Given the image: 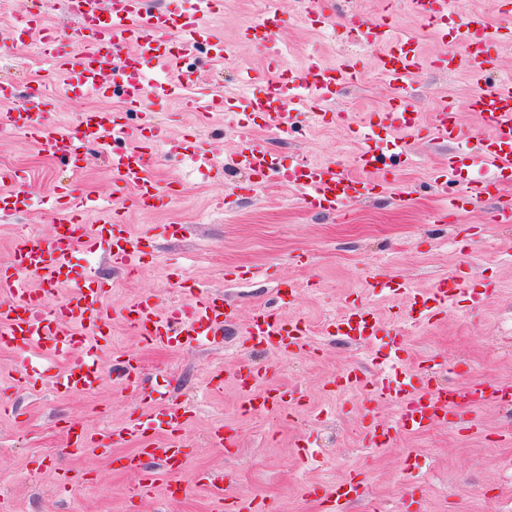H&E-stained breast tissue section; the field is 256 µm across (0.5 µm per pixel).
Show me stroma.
Instances as JSON below:
<instances>
[{
	"label": "stroma",
	"mask_w": 512,
	"mask_h": 512,
	"mask_svg": "<svg viewBox=\"0 0 512 512\" xmlns=\"http://www.w3.org/2000/svg\"><path fill=\"white\" fill-rule=\"evenodd\" d=\"M271 4L282 19L276 45L245 40V29ZM361 6L362 16H390L395 32L411 38L426 58L407 93L417 112L430 116L445 99L464 132L489 133L487 122L470 105L477 90L472 77L435 67L443 45L428 23L412 13L408 0H362ZM322 7L332 23L315 29L304 21L299 0H224L206 18L215 34L212 43L200 45L182 62L183 69L193 72L194 83L183 86L175 73L167 81L147 84V97L158 103L164 131L149 175L176 193L155 211L140 210L134 190L124 193V223L137 231L154 228L151 254L137 273L113 272L102 260L80 253L72 259L76 279L90 270L96 273L114 313L112 347L101 362L103 384L97 391L61 395L28 388L18 369L37 362V354L29 348L0 347V512H217L211 493L192 483L204 469L224 470L232 480L230 493H250L272 505V512H317L302 497L304 486L330 487L355 475L366 480L368 495L350 512H512V408L468 410L463 417L472 431L438 425L422 433L394 434L389 447L373 450L363 443V427L373 420H393L395 405L368 398L356 386L341 391L335 386L338 372L350 365L408 382L432 373L446 386L512 381V223L492 219L499 201L512 195V185H502L476 208H448L449 194L465 192L479 170L452 176L447 192L434 188L435 172L447 164L453 144L406 136L391 110L394 87L378 72L373 49L349 36L354 24L349 0H322ZM32 8L42 11L43 26L30 27L20 16L12 17L19 36L14 45L0 48V78H13L22 92L32 86L43 90L52 119L60 123L73 126L85 113L106 108L123 112L126 125H138L139 115L124 112L119 95L100 99L65 89V76L42 62L40 47L50 28L61 32L65 52H83L77 24L66 13L64 0L44 5L34 0ZM314 62L332 68L355 64L357 77L334 104H321L302 117L288 139L276 137L260 118L237 112L238 101L259 90L242 80V72L261 74L272 66L300 71ZM191 98L209 102L207 116L195 115L187 104ZM244 121L283 168L303 157L353 170L360 129L387 155L395 140L408 138L410 160L382 176L411 192L413 203L401 208L382 194L354 202L330 218L305 209L287 185L272 180L253 186L245 173L230 166L211 169L183 148L189 142L226 159L237 142L232 129ZM1 169L27 175L34 205L19 213L0 208V264L10 262L15 238L30 236L44 243L53 236L55 226L45 207L59 185L73 184L80 198L112 190L103 158L65 166L39 154L18 130L0 134ZM440 209L446 210L447 222L432 223V213ZM250 267L257 268V277H246ZM458 274L466 276L474 291L485 293L482 306L473 307L467 296L458 295L439 319L417 320L410 296ZM389 276L401 283L399 293L371 290V278ZM288 281L295 283L297 293L281 312L309 324L316 344L309 355L263 353L244 336L253 309L271 302L278 284ZM197 288L228 291L238 304L221 343L147 347L121 316L145 295L159 312H167L189 302ZM362 303L383 320L376 338L355 345L328 335L329 322L345 306ZM122 354L136 356L149 381L165 394L152 409L154 423H162L169 401L192 415L183 474L189 483L186 494L172 498L161 486L152 499L135 496L137 476L122 467L134 447L75 455L65 444L64 423L117 430L143 410L140 392L112 378V359ZM264 362L273 366L271 385L303 386V405L246 415L235 381L228 377L217 390L209 384L214 370L230 374ZM220 423L236 433L235 447L211 443L210 430ZM301 439L313 443L314 459L304 462L295 455ZM407 466L412 469L408 476L403 473ZM64 474L79 483L74 495L58 490Z\"/></svg>",
	"instance_id": "stroma-1"
}]
</instances>
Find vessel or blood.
<instances>
[{"label": "vessel or blood", "instance_id": "vessel-or-blood-1", "mask_svg": "<svg viewBox=\"0 0 512 512\" xmlns=\"http://www.w3.org/2000/svg\"><path fill=\"white\" fill-rule=\"evenodd\" d=\"M411 3L440 37L449 36L448 18L459 10L458 0H411ZM221 6L222 0H205V15L189 16L167 6L148 5L147 0H68L67 11L77 19L79 31L93 33L96 41L109 42L112 53L93 69L87 65V54L64 55L51 45L47 52L56 69L74 77L78 86L101 98L122 91L128 110L141 113L142 123L131 133L114 121L110 112L94 111L85 115L79 126L63 125L48 119V102L41 91L32 89L16 98L12 95L13 82L0 79V97L15 100L12 111L0 113V129H23L40 152L67 163L85 159L90 148L106 152L115 186L137 188L141 209H159L170 192L158 188L147 174L160 133L147 103L144 79L158 62L162 44L174 42L173 56L178 59L209 41L212 31L205 16ZM358 25L364 30L367 45L383 49L380 67L397 90L393 111L400 113L403 128L417 130L418 114L406 92L421 68V56L408 48L404 39L395 36L385 20L362 18ZM503 37L500 29L485 30L480 36H455L453 49L440 56L439 64L444 69L466 66L487 73V55ZM353 77L354 69L349 65L333 69L313 64L302 73L279 72L264 78L262 90L246 99L243 109L262 118L266 127L285 138L300 117L313 110L315 102L334 100ZM472 106L487 120L492 134L474 136L469 150L450 155L448 174L480 162L492 167L496 176L470 186L455 202L459 209L478 205L490 188L512 182V82L493 84L473 98ZM429 131L434 139L449 143L465 137L444 102L437 108ZM229 161L233 167L245 171L254 185L261 186L276 178L294 186L304 207L328 216L341 213L352 202L372 198L387 187L386 182L372 177L384 160L367 142L362 143L356 156L357 166L364 173L360 179L336 165L308 160L298 162L292 169L281 170L264 146L252 142L246 127L242 128L240 145ZM59 196L53 221L68 225L69 233H54L45 244L29 237L16 239L11 263L0 267V293L6 297L0 304V346L34 347L45 355L68 359V368L52 375L21 368L29 387L47 385L62 394L89 393L101 385L98 355L108 350L111 343L108 326L112 317L106 291L87 278L75 286L69 299L56 302L52 299L53 287L70 279L71 259L79 250L104 251L113 269L136 271L143 264L151 234L145 231L131 235L115 209L109 207L98 212L94 225H86L81 212L69 205L67 190H60ZM31 275L40 278L42 289L27 288L26 279ZM465 286L466 280L460 276L439 281L430 292L413 294L411 308L419 312L421 319H431L445 312L449 298L463 293ZM236 311L234 300L223 293L206 290L194 296L189 313L174 309L159 314L151 299L145 297L127 309L126 317L146 344L199 347L222 335L225 321L232 319ZM331 326L338 334L358 342L367 341L380 330L373 310L365 305L346 307L332 320ZM309 335L304 322L284 319L273 305L254 309L246 330L254 346L274 353L309 352L312 347ZM114 368L126 386L142 387V367L135 357H122ZM268 376L269 369L265 366H246L235 372L247 411H277L303 403L304 392L300 386L274 388L268 385ZM338 381L344 386L357 385L369 395L396 403L394 421L387 424L372 421L363 430L365 444L376 449L382 448L392 433L422 432L450 421L468 408L512 405L511 381L475 382L447 388L426 376L409 387L365 376L356 368L344 372ZM165 417L163 427L159 428L142 413L130 417L117 433H92L70 423L65 427L66 443L75 453L103 448L112 442L137 443V456L125 462L127 468L138 474L137 495L152 497L162 483L169 496L174 497L186 490L182 475L186 468L185 428L190 416L180 406L171 405ZM145 457L156 460V467H143L141 460ZM304 495L319 502L323 512H347L351 503L366 498L367 484L351 477L331 489L305 487Z\"/></svg>", "mask_w": 512, "mask_h": 512}]
</instances>
